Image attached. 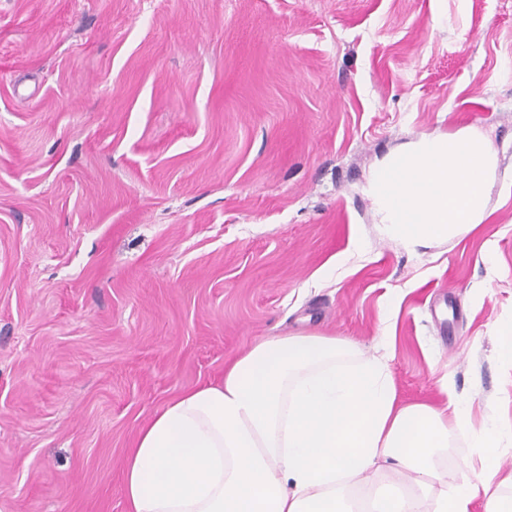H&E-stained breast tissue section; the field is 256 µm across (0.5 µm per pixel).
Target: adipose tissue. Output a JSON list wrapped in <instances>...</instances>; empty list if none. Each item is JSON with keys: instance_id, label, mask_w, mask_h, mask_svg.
I'll list each match as a JSON object with an SVG mask.
<instances>
[{"instance_id": "obj_1", "label": "adipose tissue", "mask_w": 512, "mask_h": 512, "mask_svg": "<svg viewBox=\"0 0 512 512\" xmlns=\"http://www.w3.org/2000/svg\"><path fill=\"white\" fill-rule=\"evenodd\" d=\"M389 360L315 332L259 342L138 430L128 512H512V431L474 428L444 377L443 406L400 403ZM454 438L472 452L451 485Z\"/></svg>"}]
</instances>
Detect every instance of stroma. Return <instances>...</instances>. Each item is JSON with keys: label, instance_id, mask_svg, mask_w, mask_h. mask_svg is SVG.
<instances>
[{"label": "stroma", "instance_id": "1", "mask_svg": "<svg viewBox=\"0 0 512 512\" xmlns=\"http://www.w3.org/2000/svg\"><path fill=\"white\" fill-rule=\"evenodd\" d=\"M468 126L482 229L382 240L377 159ZM510 316L512 0H0V512H126L138 428L300 331L512 427ZM491 339L499 360L512 367V318L502 321L494 330Z\"/></svg>", "mask_w": 512, "mask_h": 512}]
</instances>
